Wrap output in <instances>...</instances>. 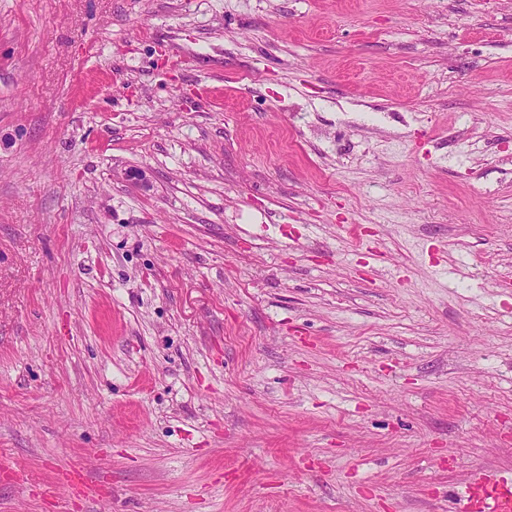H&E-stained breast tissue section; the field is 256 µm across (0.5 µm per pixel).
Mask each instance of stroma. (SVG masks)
I'll use <instances>...</instances> for the list:
<instances>
[{
    "mask_svg": "<svg viewBox=\"0 0 512 512\" xmlns=\"http://www.w3.org/2000/svg\"><path fill=\"white\" fill-rule=\"evenodd\" d=\"M1 463L0 512L512 477V0H0Z\"/></svg>",
    "mask_w": 512,
    "mask_h": 512,
    "instance_id": "35a3bbf8",
    "label": "stroma"
}]
</instances>
